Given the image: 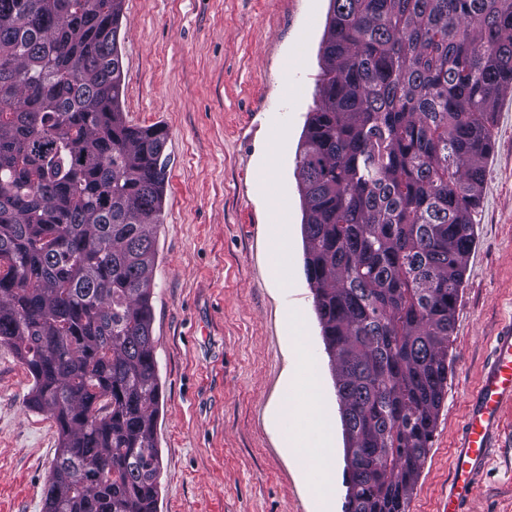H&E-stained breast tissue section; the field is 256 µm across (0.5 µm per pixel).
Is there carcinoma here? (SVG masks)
Listing matches in <instances>:
<instances>
[{"instance_id": "1", "label": "carcinoma", "mask_w": 512, "mask_h": 512, "mask_svg": "<svg viewBox=\"0 0 512 512\" xmlns=\"http://www.w3.org/2000/svg\"><path fill=\"white\" fill-rule=\"evenodd\" d=\"M122 18L123 0H0V344L58 428L44 512H158L168 134L126 119ZM321 51L295 171L343 512H406L512 91V0H329Z\"/></svg>"}]
</instances>
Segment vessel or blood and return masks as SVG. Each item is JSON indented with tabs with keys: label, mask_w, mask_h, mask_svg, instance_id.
Returning <instances> with one entry per match:
<instances>
[{
	"label": "vessel or blood",
	"mask_w": 512,
	"mask_h": 512,
	"mask_svg": "<svg viewBox=\"0 0 512 512\" xmlns=\"http://www.w3.org/2000/svg\"><path fill=\"white\" fill-rule=\"evenodd\" d=\"M512 405V330L498 336L453 451L447 512H465L491 448L499 439L501 414Z\"/></svg>",
	"instance_id": "1"
}]
</instances>
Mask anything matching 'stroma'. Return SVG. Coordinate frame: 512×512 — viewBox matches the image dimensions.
I'll list each match as a JSON object with an SVG mask.
<instances>
[{
  "label": "stroma",
  "instance_id": "1",
  "mask_svg": "<svg viewBox=\"0 0 512 512\" xmlns=\"http://www.w3.org/2000/svg\"><path fill=\"white\" fill-rule=\"evenodd\" d=\"M328 0H125L119 34L127 119L168 132L163 221L153 229L160 512H314L273 412L301 309L319 402L338 401L304 273L295 152L317 105ZM287 143L276 148L278 132ZM491 133L475 244L448 347V387L407 512H444L452 450L496 336L512 328V93ZM279 149L289 248L270 237L261 163ZM33 380L0 344V512H43L59 439L28 408ZM470 512H512V407Z\"/></svg>",
  "mask_w": 512,
  "mask_h": 512
}]
</instances>
